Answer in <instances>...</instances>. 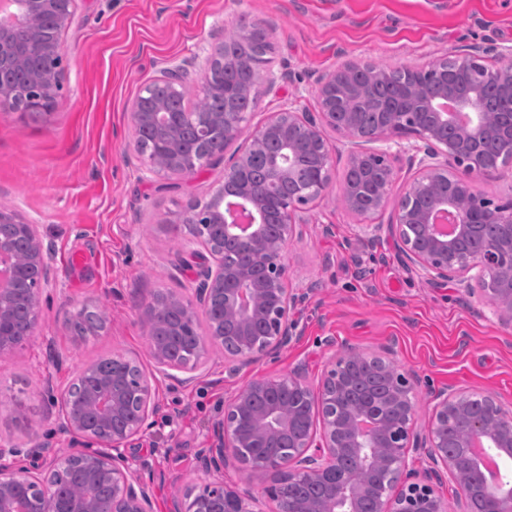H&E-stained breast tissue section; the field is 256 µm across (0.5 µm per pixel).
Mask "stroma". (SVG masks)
<instances>
[{"mask_svg":"<svg viewBox=\"0 0 512 512\" xmlns=\"http://www.w3.org/2000/svg\"><path fill=\"white\" fill-rule=\"evenodd\" d=\"M242 20L274 42L279 89L247 114L229 156L285 105L317 113L318 79L347 61L416 67L477 46L489 64L512 63V0H75L51 112L0 106V208L37 224L55 281L40 297L36 336L0 360V443L18 448L15 466L32 467L40 444L66 453L69 438L56 430L61 397L104 354L136 360L155 390L149 428L124 451L153 512H175L186 487L207 481L200 456L240 389L293 372L317 381L345 351L389 359L414 381L419 424L446 391L512 409V327L491 315L478 281L431 284L400 261L388 234L363 233V223L384 224L390 214L364 217L343 205L349 156L330 129L331 184L288 247L290 286L303 296L292 341L246 367L217 348L188 375L163 372L151 357L145 299L189 294L208 263L169 226L189 201L210 198L224 164L186 177L152 174L133 147L130 107L170 70L197 97L212 47ZM85 306L102 310L103 326L72 335L67 323ZM13 398L25 419L13 417Z\"/></svg>","mask_w":512,"mask_h":512,"instance_id":"stroma-1","label":"stroma"}]
</instances>
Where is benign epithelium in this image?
<instances>
[{
	"label": "benign epithelium",
	"mask_w": 512,
	"mask_h": 512,
	"mask_svg": "<svg viewBox=\"0 0 512 512\" xmlns=\"http://www.w3.org/2000/svg\"><path fill=\"white\" fill-rule=\"evenodd\" d=\"M74 0H0V69H21V83L0 82V104L23 113L48 112L61 80L63 46L60 33L67 26ZM480 48L444 57L425 67L384 68L379 76L394 71L408 78L416 92L381 113L372 128L360 125L359 112H338V99L354 90H365L339 80L342 72L358 68L345 63L323 75L316 95L320 112L314 117L288 105L274 113L251 134L244 152L224 163V184L211 195L208 205H188L182 223L204 231L197 243L212 259V266L191 295L154 299L144 307L147 327L170 334L180 332L172 317L179 310L186 321L207 319V334L198 338L196 357L177 361L165 350L150 344L155 362L162 368L194 371L209 347L232 339V354L240 365L259 362L288 345L294 323L292 311L299 296L290 288L288 246L303 234L301 213L320 198L331 183L334 158L324 147L318 175L301 185L288 203L273 210L261 191L247 179L251 154L270 136L282 140L283 150L266 159L268 180L275 183L290 172L293 162L310 143L324 141V129L332 128L345 139L349 166H365L366 179H380V194L362 203L358 195L346 193V207L356 214L373 215L386 206L394 170L390 153L359 150L364 143L388 142L408 155L414 169L392 212L389 224H367L366 230L385 228L394 239L402 261L417 267L433 284L471 276L496 284L490 296L493 314L512 325V201L495 204L475 193L476 177L490 178L507 164L512 165V124L503 129L496 116L482 111L479 97L484 86L493 84L512 102V71L490 69L476 62ZM455 65L470 81L472 90L460 92L436 79L442 64ZM279 77L257 72L254 86L266 95L275 90ZM130 120L136 136L135 149L143 152L144 134L151 125H162L155 139L169 149L170 163L159 165L149 158L153 171L163 175H185L198 167L195 155L175 148L177 120L163 111L148 90L133 101ZM243 114L211 112L199 115L200 143L208 146L212 131L224 132L235 140L242 132ZM488 137H503L509 151L494 165L485 162L479 144ZM452 183L455 190L432 195L439 181ZM22 227L29 239L27 261L43 271L36 286H29L23 263L7 261L5 233L0 231V358L32 339L38 329L41 293L51 286L44 261L43 243L35 224L16 213L0 209V223ZM485 224L500 228L499 244L472 251L465 244L480 236ZM419 228L422 237L412 233ZM232 248L240 261L224 265V250ZM23 300L32 309L28 325L16 327L8 305ZM371 357L355 351L343 352L331 363L316 384L299 374L255 379L224 405V415L214 429L216 443L204 450L205 470L220 471L228 461L244 470L248 479L266 483L265 491L274 512H361L364 496L377 498V512H448V501L436 494L433 483L445 470L468 493H479L485 512H512V479L491 483L479 455L448 454V440L459 448L479 441L493 448L505 461H512V411L482 397L489 413L477 415L471 405L475 394L465 391L445 394L437 403L427 425L418 426L414 383L388 360L385 376L388 391L364 405L349 400V376ZM123 372L106 374L97 388L65 408L57 428L73 437L68 456L80 462L90 477L112 484L108 497L74 500L63 482L51 486L41 478L11 465L17 448L0 444V512H152L145 484L132 470L121 448L143 433L154 410L150 381L122 359ZM294 436L290 454H278L279 441ZM422 452L430 466L422 472L407 467L410 451ZM250 489H231L224 481L201 488L188 487L179 512H257Z\"/></svg>",
	"instance_id": "obj_1"
}]
</instances>
